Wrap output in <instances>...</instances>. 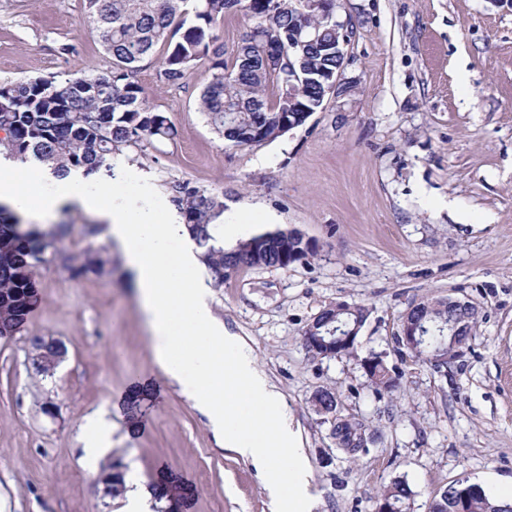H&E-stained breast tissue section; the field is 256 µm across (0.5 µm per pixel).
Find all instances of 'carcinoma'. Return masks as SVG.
<instances>
[{
    "label": "carcinoma",
    "mask_w": 512,
    "mask_h": 512,
    "mask_svg": "<svg viewBox=\"0 0 512 512\" xmlns=\"http://www.w3.org/2000/svg\"><path fill=\"white\" fill-rule=\"evenodd\" d=\"M298 0H86L89 21L99 34L105 52L112 57V70L103 75L81 76L58 88L52 76L15 82H1L0 94L10 107L0 112V146L23 160L50 163L59 173L81 169L85 174L111 172L108 160L124 146L154 145L171 140L174 126L164 112L147 105L143 89L130 80L136 65L151 58L157 44L166 45L157 77L170 86L181 84L186 72L200 63L208 64L209 80L199 96V111L207 115L214 131L227 147L245 149L280 137L278 115L288 111V96L311 112L324 110L326 96L320 85L322 75L336 71V57L314 47L307 52L302 78L288 79V26L316 31L327 43L336 41V13L321 15L299 10ZM228 12L247 19L235 53L224 58L223 45L214 33L218 20ZM192 23H187L188 17ZM277 53L271 69L262 60L268 50ZM258 129L259 140L242 138ZM173 201L190 224V234L203 249L201 258L215 284L224 282V271L253 268L257 263L274 266L281 254L294 251L286 239L264 246L260 235L226 252L215 245L210 231L214 217L224 212L219 197L189 184L173 187ZM24 226L23 217L0 204V242L8 250L0 255V294L9 298L0 307V334L20 331L37 303V272L45 265L43 249L56 245L69 225L51 231ZM76 277L112 273V260L96 251L79 257L60 253ZM370 309L352 305L348 314L336 319L364 326ZM422 319L429 323L424 342L411 350L422 363L432 362L435 353L466 346L477 334L479 312L448 309V299L427 298L424 306L400 321ZM434 363V362H432ZM368 381L378 393H392L401 376L385 363L379 353L360 359ZM434 366H444L435 362ZM337 450L352 459L367 451L366 429L359 421L336 416L332 430ZM413 491L404 478L385 485L377 497V512H410ZM428 512H512V503L500 501L485 487L467 479L451 482L429 502Z\"/></svg>",
    "instance_id": "carcinoma-1"
}]
</instances>
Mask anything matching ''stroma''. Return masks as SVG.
I'll return each mask as SVG.
<instances>
[{
	"label": "stroma",
	"mask_w": 512,
	"mask_h": 512,
	"mask_svg": "<svg viewBox=\"0 0 512 512\" xmlns=\"http://www.w3.org/2000/svg\"><path fill=\"white\" fill-rule=\"evenodd\" d=\"M86 0H0V82L111 70ZM350 22L343 91L284 136L225 147L197 109L206 65L180 85L157 79L165 46L131 79L178 130L156 147L123 148L166 198L177 183L216 195L224 219L252 235L297 229L316 256L242 269L212 289L214 315L252 351L281 394L309 465L312 512H376L379 491L406 477L413 512L449 483L512 479V0H340ZM277 217L261 223L262 213ZM71 207L47 219L71 231L60 249L104 250L111 274L37 273L24 330L0 338V512H121L101 477L118 460L160 493L155 512H272L263 467L225 448L207 417L157 362L120 243ZM459 297L480 312L476 337L448 366L399 350L400 314L424 297ZM366 305L356 355L316 356L302 344L324 307ZM61 342L53 375L38 374L30 339ZM381 353L400 374L376 392L360 359ZM321 389L362 421L368 450H336ZM108 413L112 450L83 461L88 418Z\"/></svg>",
	"instance_id": "stroma-1"
}]
</instances>
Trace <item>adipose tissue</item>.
<instances>
[{
	"label": "adipose tissue",
	"mask_w": 512,
	"mask_h": 512,
	"mask_svg": "<svg viewBox=\"0 0 512 512\" xmlns=\"http://www.w3.org/2000/svg\"><path fill=\"white\" fill-rule=\"evenodd\" d=\"M0 202L44 218L76 204L105 220L133 270L155 356L204 413L225 447L263 463L276 512H306L308 469L280 395L250 350L211 311L202 264L181 217L145 172L129 168L111 184L81 171L0 158Z\"/></svg>",
	"instance_id": "1"
}]
</instances>
